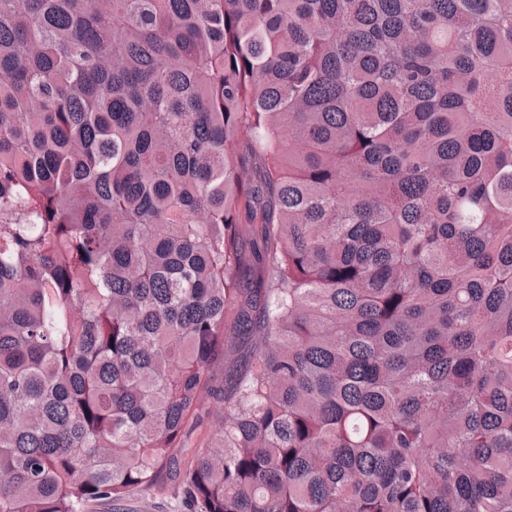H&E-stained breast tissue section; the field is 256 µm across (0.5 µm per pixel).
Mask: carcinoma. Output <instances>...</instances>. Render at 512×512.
I'll list each match as a JSON object with an SVG mask.
<instances>
[{"mask_svg": "<svg viewBox=\"0 0 512 512\" xmlns=\"http://www.w3.org/2000/svg\"><path fill=\"white\" fill-rule=\"evenodd\" d=\"M168 478L512 512V0H0V512Z\"/></svg>", "mask_w": 512, "mask_h": 512, "instance_id": "obj_1", "label": "carcinoma"}]
</instances>
